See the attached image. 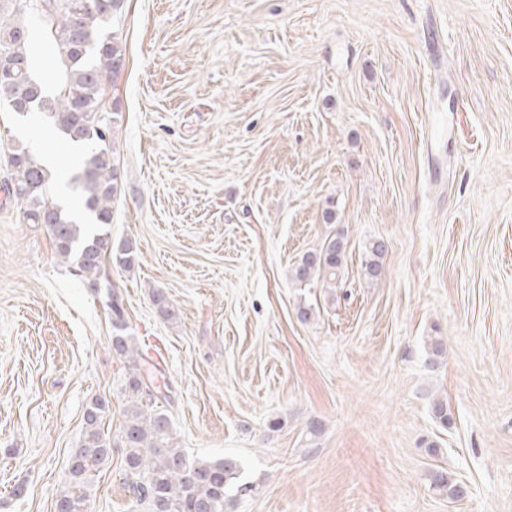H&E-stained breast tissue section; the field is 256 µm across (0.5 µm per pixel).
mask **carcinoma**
Wrapping results in <instances>:
<instances>
[{
	"label": "carcinoma",
	"instance_id": "obj_1",
	"mask_svg": "<svg viewBox=\"0 0 512 512\" xmlns=\"http://www.w3.org/2000/svg\"><path fill=\"white\" fill-rule=\"evenodd\" d=\"M124 0H45L39 9L46 35L59 53L57 91L52 97L38 95L30 109L42 114L56 141L85 147L80 169L72 182L85 209L95 223H112V200L118 191L114 127L117 109L106 103L108 84L120 70L124 48L119 30L111 28L121 15ZM5 51L14 66L7 78L15 96L28 93L32 75L30 29L26 12L18 8L9 20L0 16V52ZM13 167L11 192L29 224H44L51 232L58 255L72 263L86 279L95 281L105 262L112 260V238L103 231L88 233L85 223L66 217L50 202L47 191L51 172L39 156L22 143L11 151ZM363 271L371 279L380 270L382 247L374 242L365 248ZM346 256L344 236L324 240L317 250L305 254L295 266L292 278L298 282L321 274L336 280ZM108 307L115 319L114 351L129 359L138 355L131 338L123 335V309L117 295ZM148 384L140 370L129 373L124 394L127 405L119 435L124 448L121 473L129 497L138 512H224L227 490L237 483L241 462L224 458L191 461L177 447L170 417L148 407L144 397ZM107 401L93 399L86 407L80 447L69 464V486L56 498V505L68 512H82L90 498V480L108 463L112 442L105 433ZM433 489L453 497L458 483L444 472L432 478Z\"/></svg>",
	"mask_w": 512,
	"mask_h": 512
}]
</instances>
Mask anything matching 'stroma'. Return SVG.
Here are the masks:
<instances>
[{
    "label": "stroma",
    "instance_id": "35a3bbf8",
    "mask_svg": "<svg viewBox=\"0 0 512 512\" xmlns=\"http://www.w3.org/2000/svg\"><path fill=\"white\" fill-rule=\"evenodd\" d=\"M120 34L109 229L134 268L90 283L24 220L8 155L51 136L0 112V512H55L134 365L190 460L242 462L225 512H512V0H124ZM338 233L335 285L292 279ZM123 463L92 512H134ZM108 307L112 312V319H115L114 326L119 332L115 336L112 337V347L114 351L130 360L135 359L138 355V351L135 343L130 342V336H124L121 334L125 330V325L123 321V309L118 301V297L115 294H112V299L108 303Z\"/></svg>",
    "mask_w": 512,
    "mask_h": 512
}]
</instances>
